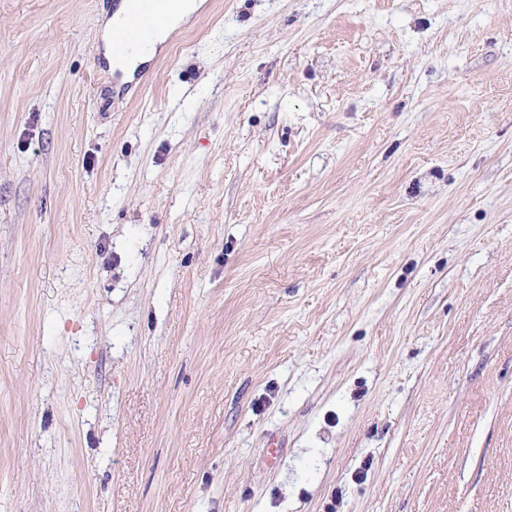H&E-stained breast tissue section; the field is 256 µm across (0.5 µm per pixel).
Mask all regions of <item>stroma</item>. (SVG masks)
I'll return each mask as SVG.
<instances>
[{
    "label": "stroma",
    "mask_w": 512,
    "mask_h": 512,
    "mask_svg": "<svg viewBox=\"0 0 512 512\" xmlns=\"http://www.w3.org/2000/svg\"><path fill=\"white\" fill-rule=\"evenodd\" d=\"M119 2L0 0V512H512V0ZM130 18L125 26L113 32V39L121 49L150 38L167 25L166 16L158 11H150L144 0H126ZM195 1L197 0H167L164 5L169 16L167 28L156 35L151 47L134 49L130 53H120L112 43V30L126 20L125 6L122 5L111 17L105 35V55L114 69H119L123 75L127 76L139 64L152 58L156 53L157 45L166 40L168 32L183 23L198 8L199 5Z\"/></svg>",
    "instance_id": "35a3bbf8"
}]
</instances>
